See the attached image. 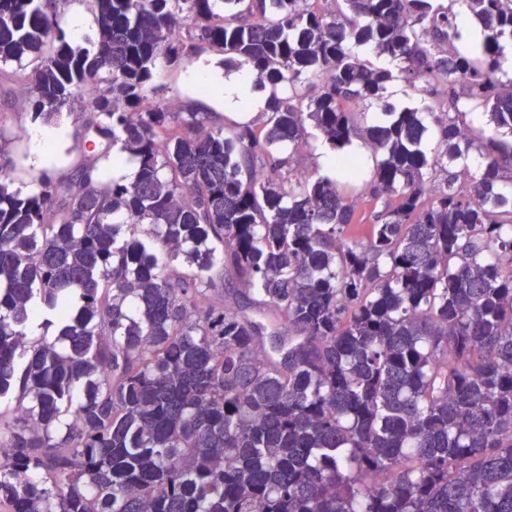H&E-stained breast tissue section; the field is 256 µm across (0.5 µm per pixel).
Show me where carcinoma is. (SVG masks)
Wrapping results in <instances>:
<instances>
[{
  "label": "carcinoma",
  "mask_w": 512,
  "mask_h": 512,
  "mask_svg": "<svg viewBox=\"0 0 512 512\" xmlns=\"http://www.w3.org/2000/svg\"><path fill=\"white\" fill-rule=\"evenodd\" d=\"M87 2L82 47L0 0L34 119L92 91L118 149L0 168V512H512V0ZM200 43L284 88L263 123L150 102ZM396 81L422 109L363 124Z\"/></svg>",
  "instance_id": "cac0c4a2"
}]
</instances>
